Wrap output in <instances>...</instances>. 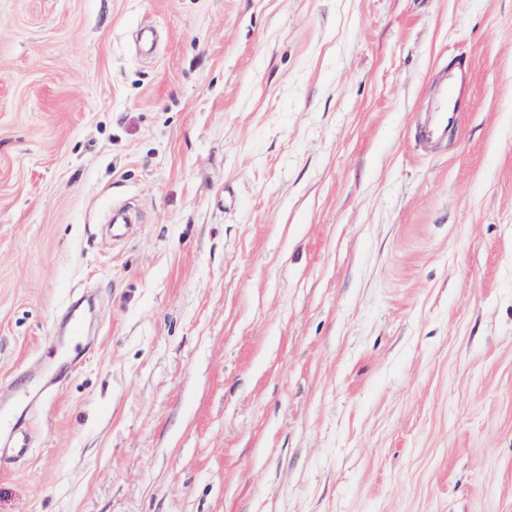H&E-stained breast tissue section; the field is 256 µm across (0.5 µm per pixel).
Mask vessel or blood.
Segmentation results:
<instances>
[{"mask_svg":"<svg viewBox=\"0 0 512 512\" xmlns=\"http://www.w3.org/2000/svg\"><path fill=\"white\" fill-rule=\"evenodd\" d=\"M472 97L473 77L466 59L450 60L447 66L438 70L433 80V92L417 128L423 148H431L447 138L460 116L471 111ZM29 414L30 409L26 406L0 408V464L15 463L26 456Z\"/></svg>","mask_w":512,"mask_h":512,"instance_id":"1","label":"vessel or blood"}]
</instances>
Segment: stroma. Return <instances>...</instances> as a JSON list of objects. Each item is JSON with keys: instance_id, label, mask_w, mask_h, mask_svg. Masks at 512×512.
<instances>
[{"instance_id": "obj_1", "label": "stroma", "mask_w": 512, "mask_h": 512, "mask_svg": "<svg viewBox=\"0 0 512 512\" xmlns=\"http://www.w3.org/2000/svg\"><path fill=\"white\" fill-rule=\"evenodd\" d=\"M452 56L474 107L424 152ZM30 392L0 512H512V0H0Z\"/></svg>"}]
</instances>
